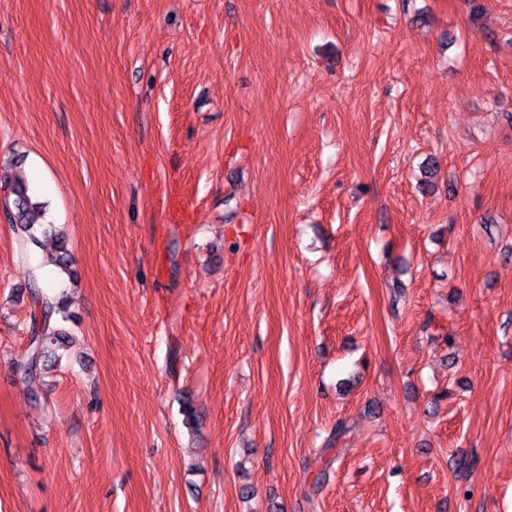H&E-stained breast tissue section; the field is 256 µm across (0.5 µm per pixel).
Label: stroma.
<instances>
[{"label":"stroma","instance_id":"stroma-1","mask_svg":"<svg viewBox=\"0 0 512 512\" xmlns=\"http://www.w3.org/2000/svg\"><path fill=\"white\" fill-rule=\"evenodd\" d=\"M3 175L0 512H512V0H0ZM0 187L8 190V195L3 199L2 207L6 220L12 224L18 235V255L21 260L28 261L32 253V246L39 244L36 236L37 227L43 228V233L50 234L57 243V255L51 257L50 263L61 270V272L71 275V253L69 242L61 233H56L52 224H45V210L42 203L32 200L30 188L25 181L0 180ZM32 303L29 340L26 348L13 359L14 371L24 379L39 380L56 362V350L67 343V332L58 317L67 320L63 295L46 291L33 275L28 285Z\"/></svg>","mask_w":512,"mask_h":512}]
</instances>
